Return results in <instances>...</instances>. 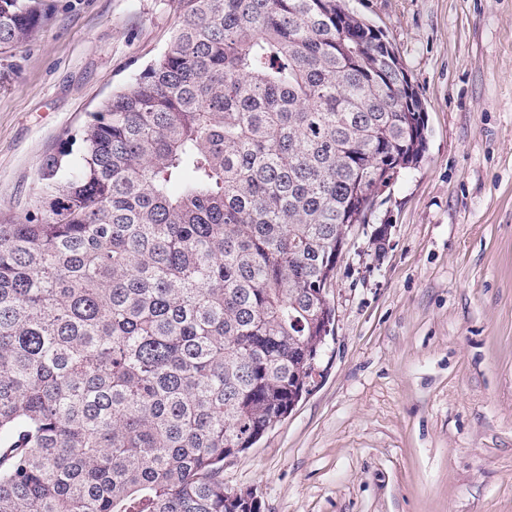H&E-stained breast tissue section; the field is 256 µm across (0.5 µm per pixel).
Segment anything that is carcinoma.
I'll use <instances>...</instances> for the list:
<instances>
[{
	"label": "carcinoma",
	"mask_w": 512,
	"mask_h": 512,
	"mask_svg": "<svg viewBox=\"0 0 512 512\" xmlns=\"http://www.w3.org/2000/svg\"><path fill=\"white\" fill-rule=\"evenodd\" d=\"M165 50L0 222V512H260L224 488L311 386L336 240L427 147L345 0H176ZM41 0H0V46Z\"/></svg>",
	"instance_id": "obj_1"
}]
</instances>
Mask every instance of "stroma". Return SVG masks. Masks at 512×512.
Masks as SVG:
<instances>
[{"label": "stroma", "mask_w": 512, "mask_h": 512, "mask_svg": "<svg viewBox=\"0 0 512 512\" xmlns=\"http://www.w3.org/2000/svg\"><path fill=\"white\" fill-rule=\"evenodd\" d=\"M423 101L428 147L350 235L315 383L224 485L261 512H512V0H348ZM175 0H43L0 49V221L175 29Z\"/></svg>", "instance_id": "1"}]
</instances>
